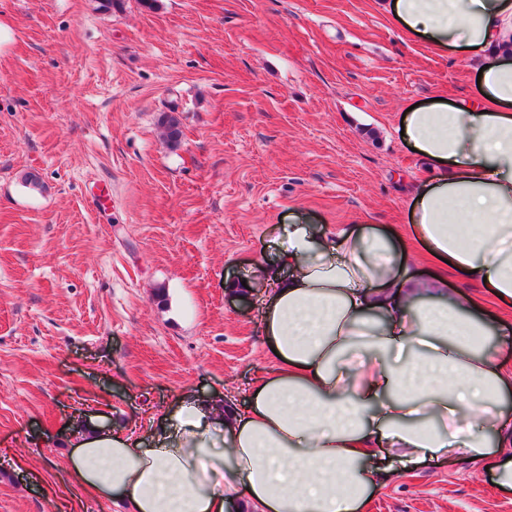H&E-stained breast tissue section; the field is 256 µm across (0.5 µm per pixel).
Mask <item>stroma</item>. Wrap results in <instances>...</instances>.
Masks as SVG:
<instances>
[{
    "label": "stroma",
    "mask_w": 512,
    "mask_h": 512,
    "mask_svg": "<svg viewBox=\"0 0 512 512\" xmlns=\"http://www.w3.org/2000/svg\"><path fill=\"white\" fill-rule=\"evenodd\" d=\"M387 2L0 0V455L21 462L0 465V512L71 496L118 512L70 469L72 432L149 442L182 394L243 404L273 366L260 273L283 225L385 227L415 277L435 274L410 237L432 171L401 125L411 106L474 95L478 63L406 32ZM103 184L105 224L88 205ZM448 292L512 325L486 289L452 277ZM501 462L408 466L368 512H512Z\"/></svg>",
    "instance_id": "1"
}]
</instances>
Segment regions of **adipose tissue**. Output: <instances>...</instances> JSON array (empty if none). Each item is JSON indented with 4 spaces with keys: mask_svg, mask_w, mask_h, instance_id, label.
I'll list each match as a JSON object with an SVG mask.
<instances>
[{
    "mask_svg": "<svg viewBox=\"0 0 512 512\" xmlns=\"http://www.w3.org/2000/svg\"><path fill=\"white\" fill-rule=\"evenodd\" d=\"M410 34L478 58V95L406 112L404 136L438 175L414 192L411 233L449 275L512 301V0H390ZM263 333L273 368L243 407L184 400L154 446L87 424L69 464L124 512H365L395 467L504 456L512 487V331L489 342L449 275L414 279L390 229L324 235L283 225ZM381 459L382 468L367 471Z\"/></svg>",
    "mask_w": 512,
    "mask_h": 512,
    "instance_id": "obj_1",
    "label": "adipose tissue"
}]
</instances>
